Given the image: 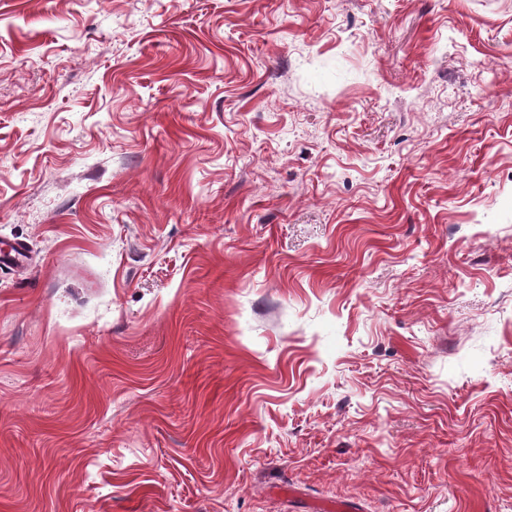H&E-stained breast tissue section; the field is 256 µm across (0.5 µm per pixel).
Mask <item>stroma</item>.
I'll return each mask as SVG.
<instances>
[{"instance_id":"35a3bbf8","label":"stroma","mask_w":512,"mask_h":512,"mask_svg":"<svg viewBox=\"0 0 512 512\" xmlns=\"http://www.w3.org/2000/svg\"><path fill=\"white\" fill-rule=\"evenodd\" d=\"M0 512H512V0H0Z\"/></svg>"}]
</instances>
